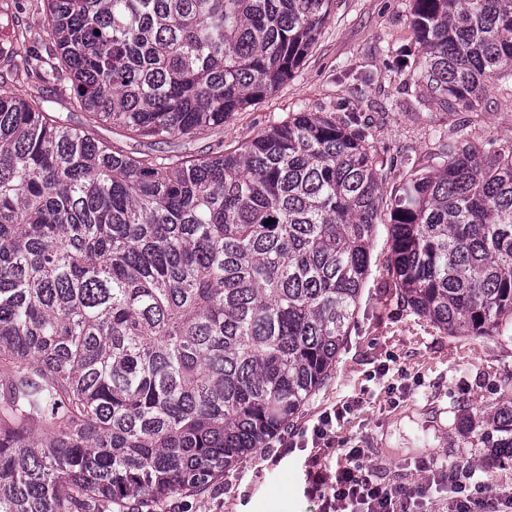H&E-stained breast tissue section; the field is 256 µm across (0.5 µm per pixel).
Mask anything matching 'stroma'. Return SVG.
I'll return each instance as SVG.
<instances>
[{"label":"stroma","mask_w":512,"mask_h":512,"mask_svg":"<svg viewBox=\"0 0 512 512\" xmlns=\"http://www.w3.org/2000/svg\"><path fill=\"white\" fill-rule=\"evenodd\" d=\"M411 0H336L312 52L278 90L223 126L193 141L189 152L231 148L301 111L359 117L385 164L382 191L392 193L412 166L431 168L444 143L456 142L468 122L477 143L512 141V112L489 89L475 112H451L415 86L411 66L418 45ZM387 225H378L369 274L350 336L324 385L295 420L307 425L319 412L345 409L334 448L321 454L336 465V449L360 446L376 481L412 489L423 482L424 459L450 467L473 463L495 487L512 486V461L498 449L472 447L462 416L481 421L496 404L512 399V327L499 335L452 337L412 312L388 271ZM243 458L224 477L197 492L172 497L165 512H318L310 493L311 454L306 448Z\"/></svg>","instance_id":"1"}]
</instances>
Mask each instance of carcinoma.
Instances as JSON below:
<instances>
[{
  "instance_id": "obj_1",
  "label": "carcinoma",
  "mask_w": 512,
  "mask_h": 512,
  "mask_svg": "<svg viewBox=\"0 0 512 512\" xmlns=\"http://www.w3.org/2000/svg\"><path fill=\"white\" fill-rule=\"evenodd\" d=\"M41 83L0 74V512L161 508L267 447L327 380L383 211L357 117L295 112L231 150L194 140L288 81L334 0H43ZM413 74L475 111L512 73V0H412ZM444 147L390 201L401 299L454 337L512 324V142ZM274 222L268 226L265 220ZM474 447L512 459V401ZM68 88L67 91H65V88L63 85L56 84H47L43 86L45 94L51 96L53 100L57 102L56 107L60 112H64L65 115H68L69 118V124L71 127L74 128H81L84 126V123L86 122L85 113L81 110H73L70 108V105L68 103V94H69V85H71L70 82H66Z\"/></svg>"
}]
</instances>
